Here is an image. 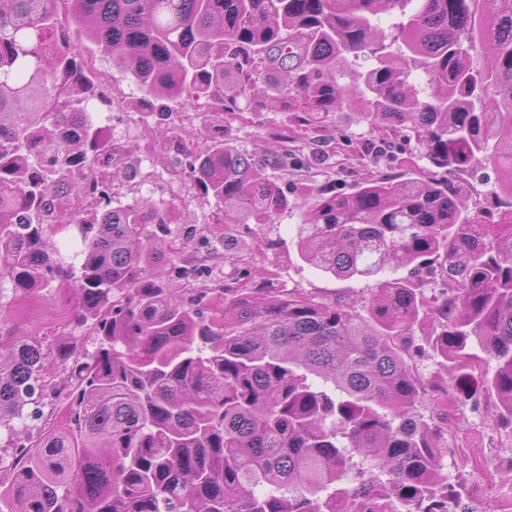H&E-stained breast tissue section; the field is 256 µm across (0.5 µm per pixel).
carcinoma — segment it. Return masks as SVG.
Listing matches in <instances>:
<instances>
[{
  "mask_svg": "<svg viewBox=\"0 0 512 512\" xmlns=\"http://www.w3.org/2000/svg\"><path fill=\"white\" fill-rule=\"evenodd\" d=\"M86 41L147 112L200 98L233 112L262 97L275 65L295 124L346 107L404 130L434 170L323 194L295 227L304 262L374 279L369 295L318 301L249 269L207 291L168 287L149 259L173 208L116 204L96 175L112 155L99 120L110 101ZM184 135L206 140L188 175L224 211V260L235 261L234 227L297 206L267 175L288 156L259 159L208 119ZM479 166L498 171L495 190L467 180ZM86 201L89 218L73 208ZM63 214L79 225L69 255L48 241ZM400 268L410 275H388ZM436 273L448 289L428 297ZM3 281L24 294L75 282L72 322L96 348L57 349L66 413L44 422L46 354L0 308V428L13 458L0 512L461 506L463 485L441 474L448 386L494 395L496 420L512 425V0H0ZM417 327L440 358L438 383L415 362Z\"/></svg>",
  "mask_w": 512,
  "mask_h": 512,
  "instance_id": "obj_1",
  "label": "carcinoma"
}]
</instances>
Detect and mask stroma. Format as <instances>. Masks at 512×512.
Masks as SVG:
<instances>
[{"label": "stroma", "instance_id": "obj_1", "mask_svg": "<svg viewBox=\"0 0 512 512\" xmlns=\"http://www.w3.org/2000/svg\"><path fill=\"white\" fill-rule=\"evenodd\" d=\"M96 65L110 74L104 90L114 99L111 111L101 115L112 141V157L100 166V177L111 183L113 197L121 200L143 197L174 203L168 237L171 250L196 252L204 270L203 276L186 280L171 273L168 260H160L158 266L166 272L168 287L217 288L232 282L238 267L255 264L267 271L268 287L311 294L323 301L347 302L369 288V280L339 279L304 263L292 240V229L319 193L352 192L371 175L399 181L426 167L416 142L405 141L393 128L371 129L349 111L331 114L319 129L297 127L288 140H275L272 132L287 124L288 115L272 101L257 108L243 99L238 112L214 115L210 101L202 98L165 118L137 109L136 86L109 58L97 56ZM206 115L212 124L223 126L231 145L258 157L272 150L288 155L287 169L272 168L268 175L296 205L281 213L273 228H252L239 244L240 260L235 266L224 261V231L219 227L223 213L182 172L187 153L203 148L204 142L183 141L178 134L199 127ZM383 143L390 146V153L376 152V145ZM267 237L276 239L274 249L260 248V241ZM0 305L11 312L18 333L24 336L50 347L68 343L83 351L94 349L85 330L71 323L77 304L69 288L51 295L9 293L0 299ZM495 402V397L488 395L474 402L457 388L448 390V414L460 440L454 453L443 460L442 472L452 480L464 476L471 512H512V484L499 464L500 459L512 456V428L494 423Z\"/></svg>", "mask_w": 512, "mask_h": 512}]
</instances>
